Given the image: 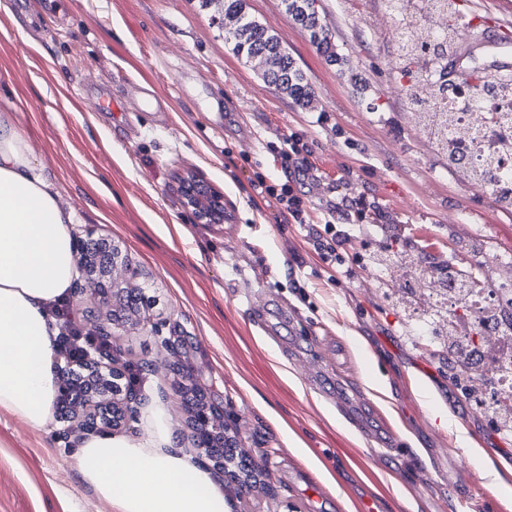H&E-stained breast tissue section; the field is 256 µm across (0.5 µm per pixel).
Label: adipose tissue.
Masks as SVG:
<instances>
[{
  "instance_id": "adipose-tissue-1",
  "label": "adipose tissue",
  "mask_w": 512,
  "mask_h": 512,
  "mask_svg": "<svg viewBox=\"0 0 512 512\" xmlns=\"http://www.w3.org/2000/svg\"><path fill=\"white\" fill-rule=\"evenodd\" d=\"M73 210L64 208L12 113H0V413L42 431L57 396L51 314L78 277ZM144 434L92 435L74 455L83 484L112 512H229L222 488L176 448L161 406Z\"/></svg>"
}]
</instances>
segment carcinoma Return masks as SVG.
Wrapping results in <instances>:
<instances>
[{
    "label": "carcinoma",
    "mask_w": 512,
    "mask_h": 512,
    "mask_svg": "<svg viewBox=\"0 0 512 512\" xmlns=\"http://www.w3.org/2000/svg\"><path fill=\"white\" fill-rule=\"evenodd\" d=\"M389 7L398 15L397 26L392 33L395 48L394 68L406 83L399 86L400 95L419 111L415 119L427 122L434 130L431 146L434 153L450 162L455 155L453 143L444 132L452 125L454 114L448 111V93L461 92L466 85L476 102L485 93H497L504 89L501 75L487 74L479 68L462 70L454 81L446 78L441 61L457 57L454 43L449 40L452 28L442 29L430 37L414 39L411 28L424 25L427 13L439 9L453 18L448 0H388ZM284 12L293 22L305 30L317 52L330 62H340L333 35L320 12L318 0H282ZM224 18L229 24L219 22L224 29V40L232 51L246 60L254 57L264 63V81L273 89L288 96L301 108H307L313 100V91L303 71L288 53L269 26L252 17L246 10V0H224ZM498 161L489 158L479 168L459 170L461 176L471 182H490L495 178Z\"/></svg>",
    "instance_id": "cac0c4a2"
}]
</instances>
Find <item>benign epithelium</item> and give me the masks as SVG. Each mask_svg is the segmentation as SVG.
I'll return each instance as SVG.
<instances>
[{
	"label": "benign epithelium",
	"mask_w": 512,
	"mask_h": 512,
	"mask_svg": "<svg viewBox=\"0 0 512 512\" xmlns=\"http://www.w3.org/2000/svg\"><path fill=\"white\" fill-rule=\"evenodd\" d=\"M182 204L190 209L199 224L219 222L221 194L194 176L182 179L178 187ZM87 240L77 244L78 261L85 267L81 289L90 291L98 314L91 322L88 335L104 342L112 338L114 329L137 330L144 325L142 310L149 297L139 283L141 273L122 253L119 246L94 237L87 229ZM57 403L64 415L85 417L87 430H114L134 418L139 404L136 378L129 364L119 354L95 357L87 355L78 367L62 372ZM232 411L199 403L195 412L194 446L205 450L206 456L220 469L224 449V431L233 423Z\"/></svg>",
	"instance_id": "7a95c632"
}]
</instances>
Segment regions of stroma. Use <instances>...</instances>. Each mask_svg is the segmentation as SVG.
Wrapping results in <instances>:
<instances>
[{"mask_svg": "<svg viewBox=\"0 0 512 512\" xmlns=\"http://www.w3.org/2000/svg\"><path fill=\"white\" fill-rule=\"evenodd\" d=\"M247 3L304 72L311 108L235 56L198 0H0V108L15 106L75 211V238L96 226L155 300L142 328L117 335L140 371V411L163 403L179 448L207 470L186 371L234 411L225 435L242 453L269 450L272 491L224 482L232 512H358L367 499L376 512H460L473 483L477 512H512V480L484 474L512 466V438L449 381L444 343L426 346L386 284L367 282L389 247L424 267L512 256V210L432 151L398 92L386 0H319L338 64L281 0ZM452 8L461 52L512 68V0ZM103 93L126 111H100ZM290 134L310 147L302 181L276 151ZM189 174L223 192L228 223H196L177 192ZM259 176L293 181L315 227L334 220L350 275L256 193ZM63 428L0 415V512H111L73 467L84 432L65 439Z\"/></svg>", "mask_w": 512, "mask_h": 512, "instance_id": "obj_1", "label": "stroma"}]
</instances>
